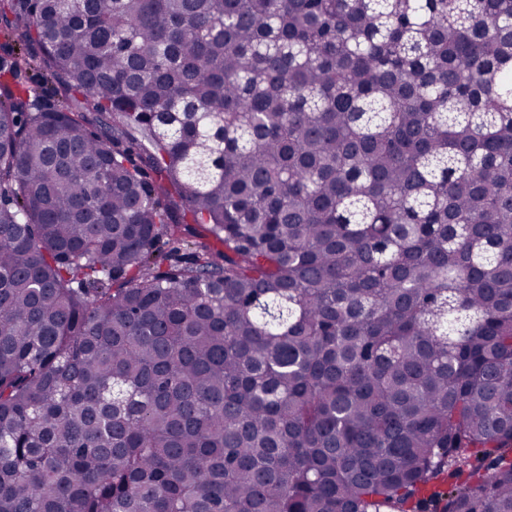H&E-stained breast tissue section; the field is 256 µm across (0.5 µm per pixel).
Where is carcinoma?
I'll return each instance as SVG.
<instances>
[{"label":"carcinoma","mask_w":512,"mask_h":512,"mask_svg":"<svg viewBox=\"0 0 512 512\" xmlns=\"http://www.w3.org/2000/svg\"><path fill=\"white\" fill-rule=\"evenodd\" d=\"M0 24V512H512V0ZM19 81L26 86L37 89L43 102H49L52 99L53 85L43 81V79L30 68H25V64L18 60Z\"/></svg>","instance_id":"1"}]
</instances>
